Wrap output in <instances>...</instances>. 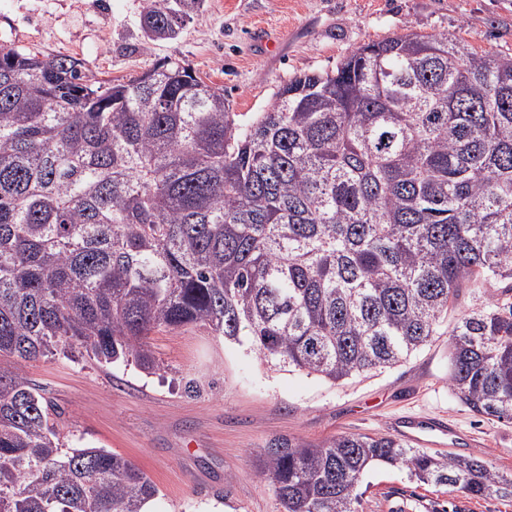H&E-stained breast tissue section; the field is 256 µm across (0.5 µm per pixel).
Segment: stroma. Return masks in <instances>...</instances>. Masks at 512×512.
<instances>
[{
    "label": "stroma",
    "instance_id": "obj_1",
    "mask_svg": "<svg viewBox=\"0 0 512 512\" xmlns=\"http://www.w3.org/2000/svg\"><path fill=\"white\" fill-rule=\"evenodd\" d=\"M144 0H0V42L70 55L100 80L126 81L156 63L191 67L222 88L237 126L268 111L303 73L335 69L360 46L395 34L445 33L512 54V0H204L179 36L148 46ZM153 375L86 353L24 364L55 410L67 448H103L157 484L153 512H280L257 456L278 437L319 442L340 433L395 436L407 416L438 419L461 443L429 453L480 454L512 472V422L472 412L449 380L447 336L406 362L340 385L268 367L246 346L199 327L149 338ZM359 512H512V500L467 499L380 466L362 482Z\"/></svg>",
    "mask_w": 512,
    "mask_h": 512
}]
</instances>
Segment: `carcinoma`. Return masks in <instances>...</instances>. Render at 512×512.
Listing matches in <instances>:
<instances>
[{
	"label": "carcinoma",
	"instance_id": "obj_1",
	"mask_svg": "<svg viewBox=\"0 0 512 512\" xmlns=\"http://www.w3.org/2000/svg\"><path fill=\"white\" fill-rule=\"evenodd\" d=\"M203 0H146L147 43ZM512 288V56L445 33L357 49L291 79L246 129L224 90L163 62L99 81L70 55L0 43V358L84 350L161 368L155 330L199 326L333 384L429 345L469 283ZM449 381L512 421V302L462 314ZM50 407L0 367V512H142L157 484L103 448H64ZM375 465L465 498L512 473L390 436L271 440L280 512H358Z\"/></svg>",
	"mask_w": 512,
	"mask_h": 512
}]
</instances>
